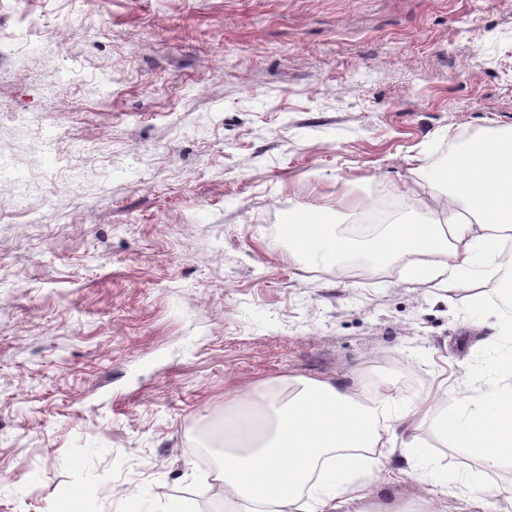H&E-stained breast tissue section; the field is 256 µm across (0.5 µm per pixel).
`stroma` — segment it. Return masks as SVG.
I'll return each mask as SVG.
<instances>
[{"instance_id": "obj_1", "label": "stroma", "mask_w": 512, "mask_h": 512, "mask_svg": "<svg viewBox=\"0 0 512 512\" xmlns=\"http://www.w3.org/2000/svg\"><path fill=\"white\" fill-rule=\"evenodd\" d=\"M512 126V0H0V512H224L201 438L291 376L424 395L419 465L512 482L451 426L502 368L496 279L289 261L287 219L404 186ZM31 182L21 190L19 179Z\"/></svg>"}]
</instances>
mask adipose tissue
Listing matches in <instances>:
<instances>
[{
  "label": "adipose tissue",
  "mask_w": 512,
  "mask_h": 512,
  "mask_svg": "<svg viewBox=\"0 0 512 512\" xmlns=\"http://www.w3.org/2000/svg\"><path fill=\"white\" fill-rule=\"evenodd\" d=\"M436 179L445 191L423 198L405 192L421 201L427 220L390 225L370 250L379 262L413 255L415 281L452 290L512 251V130L490 131ZM288 237L293 259L322 262L355 248L332 225L305 219L289 225ZM290 384L288 397L265 395L225 422L215 462L224 512H362L393 480L395 452L414 463L430 396L392 422L387 392L373 399L340 377H295ZM456 434L487 466L512 456V374L487 382Z\"/></svg>",
  "instance_id": "adipose-tissue-1"
}]
</instances>
